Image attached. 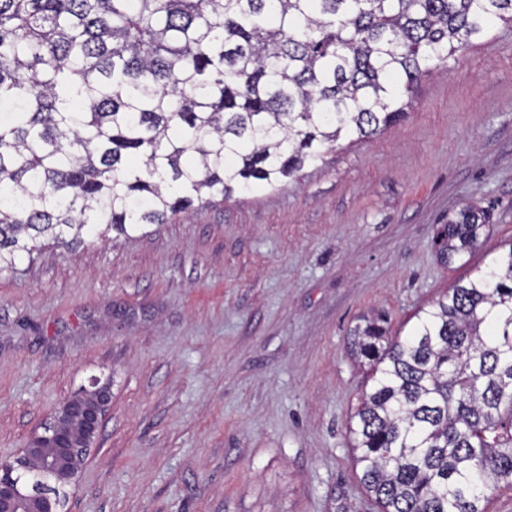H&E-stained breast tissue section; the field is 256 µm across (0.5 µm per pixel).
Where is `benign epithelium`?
Masks as SVG:
<instances>
[{
    "label": "benign epithelium",
    "mask_w": 512,
    "mask_h": 512,
    "mask_svg": "<svg viewBox=\"0 0 512 512\" xmlns=\"http://www.w3.org/2000/svg\"><path fill=\"white\" fill-rule=\"evenodd\" d=\"M112 402V379L92 375L13 456L0 455V512H65Z\"/></svg>",
    "instance_id": "7a95c632"
}]
</instances>
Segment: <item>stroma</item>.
Masks as SVG:
<instances>
[{
  "label": "stroma",
  "mask_w": 512,
  "mask_h": 512,
  "mask_svg": "<svg viewBox=\"0 0 512 512\" xmlns=\"http://www.w3.org/2000/svg\"><path fill=\"white\" fill-rule=\"evenodd\" d=\"M472 204L467 263L434 238ZM512 241V27L423 78L405 117L279 190L0 271V455L92 374L112 406L67 512H378L347 422L362 317L414 311ZM489 231V215L473 205H465L448 217V224H443L437 232V255L448 264L461 260L480 245Z\"/></svg>",
  "instance_id": "35a3bbf8"
}]
</instances>
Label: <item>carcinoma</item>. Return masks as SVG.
<instances>
[{"label": "carcinoma", "mask_w": 512, "mask_h": 512, "mask_svg": "<svg viewBox=\"0 0 512 512\" xmlns=\"http://www.w3.org/2000/svg\"><path fill=\"white\" fill-rule=\"evenodd\" d=\"M512 0H0V269L275 191L395 124L418 82ZM490 217L436 236L452 264ZM372 385L349 423L379 512H485L512 487V243L415 314L351 330Z\"/></svg>", "instance_id": "cac0c4a2"}]
</instances>
